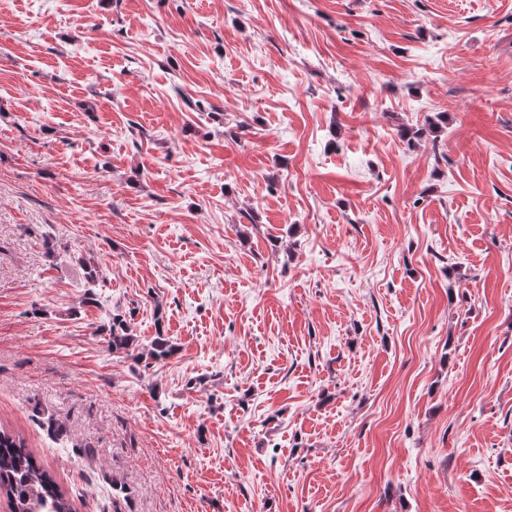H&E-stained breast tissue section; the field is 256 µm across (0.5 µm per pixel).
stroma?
I'll return each instance as SVG.
<instances>
[{
  "instance_id": "stroma-1",
  "label": "stroma",
  "mask_w": 512,
  "mask_h": 512,
  "mask_svg": "<svg viewBox=\"0 0 512 512\" xmlns=\"http://www.w3.org/2000/svg\"><path fill=\"white\" fill-rule=\"evenodd\" d=\"M0 427L76 512H512V0H0ZM103 333L108 335V338L105 339L112 352L127 351L137 346L136 338L129 333V326L122 315H113L112 323L108 326V329L105 327Z\"/></svg>"
}]
</instances>
